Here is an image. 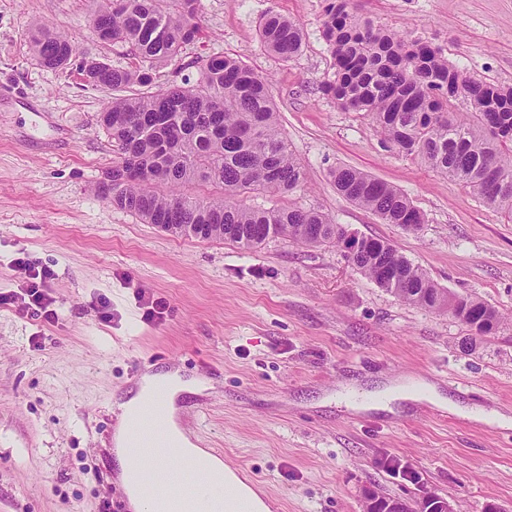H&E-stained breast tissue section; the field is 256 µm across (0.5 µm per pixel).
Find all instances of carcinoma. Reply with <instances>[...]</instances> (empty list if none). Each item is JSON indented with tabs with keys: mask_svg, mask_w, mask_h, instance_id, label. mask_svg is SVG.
Masks as SVG:
<instances>
[{
	"mask_svg": "<svg viewBox=\"0 0 512 512\" xmlns=\"http://www.w3.org/2000/svg\"><path fill=\"white\" fill-rule=\"evenodd\" d=\"M95 34L121 43L140 64L82 58L79 69L110 93L99 124L116 158L98 193L112 206L174 236L228 240L244 249L286 236L307 246L336 245L348 263L404 302L446 312L476 335L498 331L499 312L476 297L438 287L387 240L353 236L329 215L302 207L255 209L254 193L288 194L308 172L283 138L268 79L239 58L196 62L199 78L148 91L153 70L183 53L201 32L199 0H91ZM31 50L47 69H63L77 48L65 33L37 21ZM267 52L287 62L303 46L300 23L270 11L259 26ZM323 37L334 79L320 91L345 112L369 117L382 139L421 158L449 180L473 189L512 219V87L472 80L439 48L361 17L352 0H327ZM461 98L467 111L455 110ZM338 193L386 224L417 230L425 215L398 188L351 167L330 172ZM188 185L204 194L182 191Z\"/></svg>",
	"mask_w": 512,
	"mask_h": 512,
	"instance_id": "carcinoma-1",
	"label": "carcinoma"
}]
</instances>
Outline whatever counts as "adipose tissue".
<instances>
[{
	"label": "adipose tissue",
	"instance_id": "obj_1",
	"mask_svg": "<svg viewBox=\"0 0 512 512\" xmlns=\"http://www.w3.org/2000/svg\"><path fill=\"white\" fill-rule=\"evenodd\" d=\"M205 382L184 380L178 371L149 372L142 376L137 392L120 403L112 442L119 468V478L126 486L133 512H149L148 503L137 491L140 473L150 472L151 463L144 458H135L130 449L135 443L137 425L145 410V399L157 396L162 407L160 421L164 426L166 440L183 448L206 473L223 476L220 485L202 487L195 498L191 512H271L261 495L244 480L237 468L224 462L201 447L193 433L184 425L177 398L186 391L205 389Z\"/></svg>",
	"mask_w": 512,
	"mask_h": 512
}]
</instances>
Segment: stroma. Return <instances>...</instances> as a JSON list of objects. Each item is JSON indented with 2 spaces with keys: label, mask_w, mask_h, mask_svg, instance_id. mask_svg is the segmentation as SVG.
<instances>
[{
  "label": "stroma",
  "mask_w": 512,
  "mask_h": 512,
  "mask_svg": "<svg viewBox=\"0 0 512 512\" xmlns=\"http://www.w3.org/2000/svg\"><path fill=\"white\" fill-rule=\"evenodd\" d=\"M355 3L439 47L463 75L512 86V0ZM325 6L200 0L202 36L158 67L155 83L196 78V60L224 54L267 76L308 185L247 205L315 209L386 239L439 287L494 306L501 329L465 351L460 323L376 287L336 247L278 237L246 250L175 237L102 200L95 186L114 156L98 124L107 94L77 67L40 66L31 24L48 20L113 66L133 56L121 44L99 47L89 0H0V294L25 287L16 261L29 258L53 269L58 311L47 324L0 306V512H107L118 499L116 406L143 362L207 381L180 396L185 424L262 486L275 512H365L370 492L414 510L431 493L456 512H512V428L465 415L512 416V220L322 95L333 72ZM271 10L303 27L291 61L259 41ZM339 166L400 189L425 224L406 230L347 201L329 176ZM150 298L167 302L163 321L145 320ZM402 375L433 383L449 408L355 411L336 400L341 387L374 393Z\"/></svg>",
  "instance_id": "stroma-1"
}]
</instances>
